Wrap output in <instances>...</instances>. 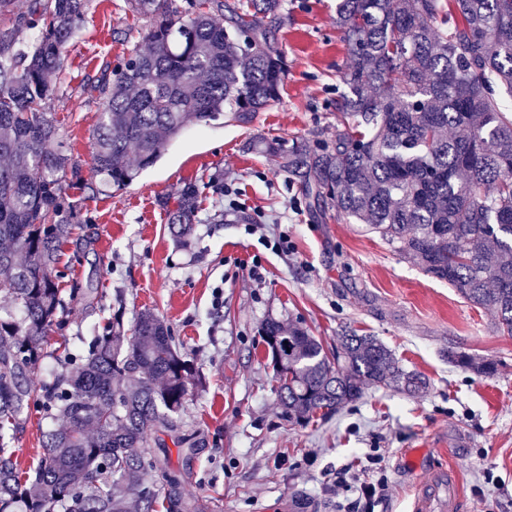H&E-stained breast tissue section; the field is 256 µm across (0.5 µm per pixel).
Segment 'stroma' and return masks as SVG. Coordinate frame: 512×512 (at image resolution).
<instances>
[{"label": "stroma", "instance_id": "obj_1", "mask_svg": "<svg viewBox=\"0 0 512 512\" xmlns=\"http://www.w3.org/2000/svg\"><path fill=\"white\" fill-rule=\"evenodd\" d=\"M283 2L280 99L248 127L223 117L187 128L156 165L118 188L93 168V77L144 48L147 20L128 0H90L52 77L50 110L86 183L69 195L92 218L62 248L61 284L92 285L95 302L74 305L48 347L85 349L116 313L129 324L149 309L170 326L196 369L183 420L200 439L170 457L186 497L204 512H295L296 497L309 512H344L360 484L381 478L387 486L374 512H410L417 487L447 470L460 488L454 512H512V336L496 330L491 309L466 302L362 225L312 212L279 159L250 146L259 135L315 145L336 125L332 103L347 59L336 0ZM189 182L200 188L198 222L180 241L168 219ZM240 211L253 223L237 221ZM283 235L285 252L275 248ZM269 317L304 326L331 354L345 332L377 337L427 389L371 388L332 418L289 423L260 336ZM452 347L496 359L497 375L449 364ZM54 426L31 407L12 442L20 469L36 465ZM411 448L420 451L413 467L405 462Z\"/></svg>", "mask_w": 512, "mask_h": 512}]
</instances>
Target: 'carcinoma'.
<instances>
[{
	"mask_svg": "<svg viewBox=\"0 0 512 512\" xmlns=\"http://www.w3.org/2000/svg\"><path fill=\"white\" fill-rule=\"evenodd\" d=\"M89 0H28L0 30V512H200L186 499L169 445L196 446L182 422L195 370L151 310L115 318L88 349H56L67 369L38 405L66 425L43 436L29 472L9 451L27 412V373L47 336L66 324L58 261L74 225L89 224L66 194L83 186L48 112L67 42ZM149 18V48L107 63L97 79L94 165L112 185L132 183L189 125L228 113L243 125L278 99L287 65L277 46L283 0H131ZM349 54L336 128L315 147L258 137L324 214L354 220L468 302L489 306L512 335V0H336ZM27 30L32 42L16 39ZM199 188L184 185L169 215L182 238ZM288 421L308 424L369 387L410 395L426 381L374 336L341 337L329 358L306 329L270 318L261 328ZM448 362L492 377L498 362L448 349Z\"/></svg>",
	"mask_w": 512,
	"mask_h": 512,
	"instance_id": "1",
	"label": "carcinoma"
}]
</instances>
